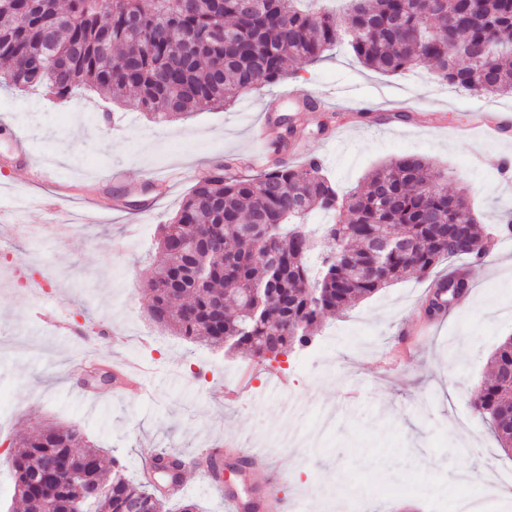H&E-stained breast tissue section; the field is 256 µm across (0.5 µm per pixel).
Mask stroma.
Segmentation results:
<instances>
[{"label": "stroma", "instance_id": "1", "mask_svg": "<svg viewBox=\"0 0 512 512\" xmlns=\"http://www.w3.org/2000/svg\"><path fill=\"white\" fill-rule=\"evenodd\" d=\"M309 97L321 107L306 115L289 154L293 164L320 158L349 187L387 159L416 156L447 176L449 191L467 190L479 233L512 210V183L495 164L512 154V131L493 137L478 124L484 114L512 113V98L442 84L426 64L384 75L341 45L231 108L162 125L126 100L94 93L62 104L37 92H0V119L8 121L0 126V217L26 227L0 241V512L20 510L12 441L48 423L102 441L132 477L160 449L193 456L232 436L284 472L277 496L294 505L331 496L339 512H389L395 495L421 512H451L469 487L458 478L461 469L490 464L512 472V457L470 405L492 372V352L512 335V238L483 262L435 268V275L456 270L469 282L468 301L440 317H423L430 281L412 276L327 316L309 347L268 365L149 321L142 285L154 272L160 225L202 173L225 156H249L275 142L279 116ZM365 107L375 121L351 122ZM399 110L412 121H395ZM259 126L262 142L253 135ZM17 135L30 150L22 164L10 153ZM35 165L60 173L76 214L90 212L105 192L122 207L94 213L91 224L59 227L43 210L21 206L56 193L33 181ZM162 180L166 194L138 216L140 190ZM45 302L67 310L78 334L61 337L34 321L32 306ZM121 358L154 368L148 394L83 386L88 368Z\"/></svg>", "mask_w": 512, "mask_h": 512}]
</instances>
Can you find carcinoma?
<instances>
[{
	"instance_id": "obj_1",
	"label": "carcinoma",
	"mask_w": 512,
	"mask_h": 512,
	"mask_svg": "<svg viewBox=\"0 0 512 512\" xmlns=\"http://www.w3.org/2000/svg\"><path fill=\"white\" fill-rule=\"evenodd\" d=\"M298 0H0V91L42 90L58 99L83 89L129 98L156 123L229 107L285 79V64L324 57L342 35L354 56L387 74L421 63L451 87L512 95V0H351L342 16L303 10ZM214 28L227 39L208 38ZM294 127L284 118L280 157L255 178L224 170L200 178L171 222L161 226L162 263L147 283L151 315L176 335L211 348L248 349L263 363L307 348L323 313L408 277H426L443 260L487 256L467 195L448 194L443 173L415 157L375 168L366 185L341 188L312 158L298 168L284 155ZM464 208L466 226L448 210ZM336 216L320 235L312 210ZM400 237L367 276L371 239ZM219 248L202 254L188 241ZM275 288L284 304L270 298ZM493 375L473 396L500 447L512 448V336L492 354ZM84 443L77 428L51 426L17 443L15 494L24 512H67L79 473L103 493L91 512H168L150 479L131 481L118 460Z\"/></svg>"
}]
</instances>
